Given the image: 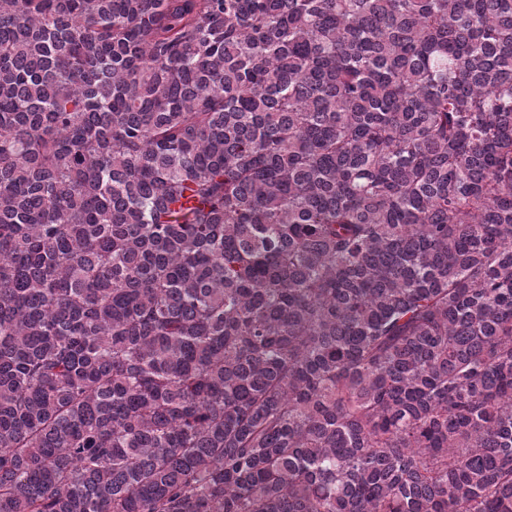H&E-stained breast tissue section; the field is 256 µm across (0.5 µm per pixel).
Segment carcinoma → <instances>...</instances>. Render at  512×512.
I'll list each match as a JSON object with an SVG mask.
<instances>
[{
	"label": "carcinoma",
	"mask_w": 512,
	"mask_h": 512,
	"mask_svg": "<svg viewBox=\"0 0 512 512\" xmlns=\"http://www.w3.org/2000/svg\"><path fill=\"white\" fill-rule=\"evenodd\" d=\"M0 512H512V0H0Z\"/></svg>",
	"instance_id": "1"
}]
</instances>
